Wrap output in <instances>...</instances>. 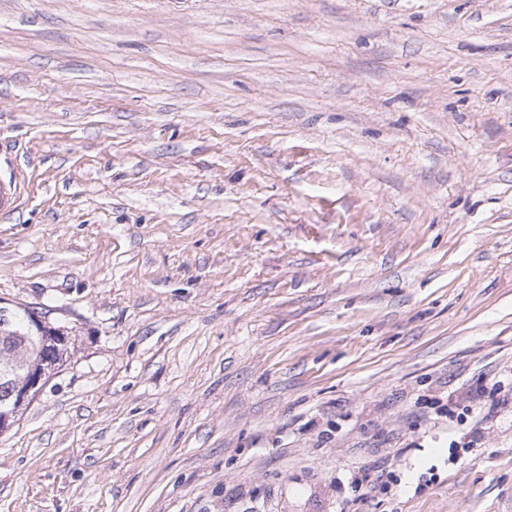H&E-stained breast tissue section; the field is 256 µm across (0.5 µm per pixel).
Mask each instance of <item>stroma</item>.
Returning <instances> with one entry per match:
<instances>
[{
  "label": "stroma",
  "instance_id": "stroma-1",
  "mask_svg": "<svg viewBox=\"0 0 512 512\" xmlns=\"http://www.w3.org/2000/svg\"><path fill=\"white\" fill-rule=\"evenodd\" d=\"M0 298V512H512V0H0ZM13 324L14 332H18L19 336H29L28 342L25 347L20 348L18 351H14L16 348L12 343L6 345L5 341H0V404L3 408L12 406L10 410L16 408L21 409L29 404L42 390L46 383L47 374L42 368L37 373H31L28 380L19 385L16 389V384L24 377L29 369L30 363L37 361L39 357L42 360L50 352L52 344L47 339H41L39 336L47 338L48 334H55L58 336L62 335V330L52 326L45 315L34 312L32 314L31 326L33 329L38 331L39 336L30 334L28 327L23 324L24 318L28 322L30 317L27 314L26 309L22 310V314H17ZM5 371V373L1 371ZM15 391V393H14ZM15 395V400L12 394Z\"/></svg>",
  "mask_w": 512,
  "mask_h": 512
}]
</instances>
